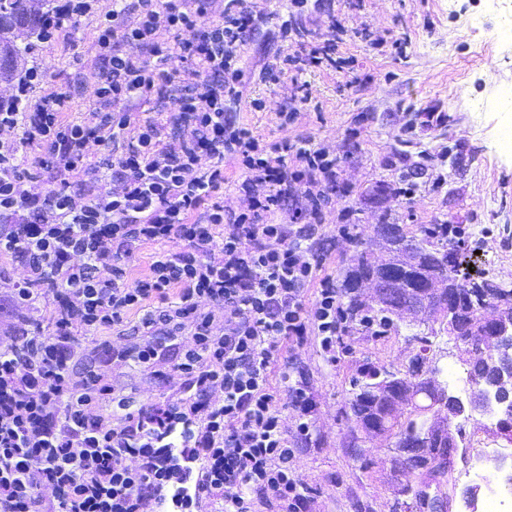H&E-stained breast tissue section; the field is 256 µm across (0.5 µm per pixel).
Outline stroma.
I'll return each mask as SVG.
<instances>
[{"label": "stroma", "mask_w": 512, "mask_h": 512, "mask_svg": "<svg viewBox=\"0 0 512 512\" xmlns=\"http://www.w3.org/2000/svg\"><path fill=\"white\" fill-rule=\"evenodd\" d=\"M258 31L242 52L243 95L224 103L240 126L270 142L314 139L341 160L336 199L324 212L316 247L323 270L343 279L358 252L376 250L378 224H400L407 238L422 240L426 228L447 222L465 230L463 242L449 251L469 261L476 280L512 282V150L499 141L512 129V112H476L475 102L493 103L512 85V44L497 40L503 21L491 0H308L303 9L289 0H256ZM343 33L337 54L348 59L344 70L321 67L296 76H261L265 62L285 46L284 27L320 40L331 25ZM96 23L80 19L52 43L38 46L29 64L45 73L32 95L72 91L71 113L88 116L95 98L93 76L75 83L81 66L95 55ZM406 44L395 54L393 41ZM309 83L315 104H302V83ZM261 99L262 110L250 102ZM297 109L294 122L280 126L282 108ZM416 186L400 195L403 183ZM348 212L353 239L338 237L336 224ZM427 344H420V337ZM344 354L329 363L315 341L298 350L294 378L303 380L314 402L313 431L302 443L292 467L312 490L314 512H388L394 483L415 484L414 472L391 480L384 463L388 441L367 447L378 463L364 468L346 440L359 431L350 409L352 381L362 371L404 369L418 353L438 361L440 371L467 380L466 358L444 332L440 320L420 327L396 321L376 334L353 325L343 338ZM105 373L116 390L142 398H177L183 379L168 372L165 380L115 363ZM459 450L448 476L451 512H463L460 492L468 458L486 447H505L488 418H459Z\"/></svg>", "instance_id": "1"}]
</instances>
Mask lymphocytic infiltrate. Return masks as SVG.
Instances as JSON below:
<instances>
[{
  "label": "lymphocytic infiltrate",
  "instance_id": "lymphocytic-infiltrate-1",
  "mask_svg": "<svg viewBox=\"0 0 512 512\" xmlns=\"http://www.w3.org/2000/svg\"><path fill=\"white\" fill-rule=\"evenodd\" d=\"M215 3L60 0L39 38L95 17L102 121L69 118L67 93L30 99L44 77L36 66L0 102V255L25 267L0 295V311L14 316L0 345V512H148L155 501L199 512L206 499L223 501L224 512H312L291 467L314 410L292 377L293 353L311 338L335 361L350 322L314 246L339 161L312 140L271 143L228 117L224 101L239 94L258 13L253 0ZM213 12L217 20L201 24ZM339 33L317 44L290 39L266 72L344 68ZM175 48L184 68L167 66ZM151 97L176 106L137 119L135 107ZM93 143L109 148L106 166L91 159ZM30 148L39 152L35 175L24 172ZM228 156L239 169L235 208L216 199ZM147 244L159 250L134 273ZM45 299L47 333L25 314ZM131 315L138 341L101 340ZM78 330L95 338L99 363L172 365L183 395L137 401L102 373L77 372ZM185 333L191 346L180 342ZM276 373L295 414L290 428L271 386Z\"/></svg>",
  "mask_w": 512,
  "mask_h": 512
}]
</instances>
